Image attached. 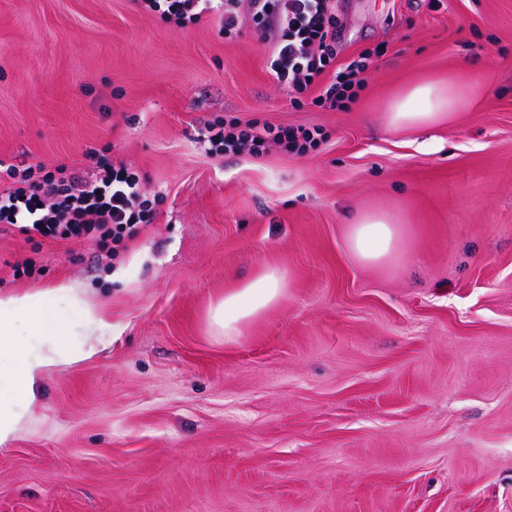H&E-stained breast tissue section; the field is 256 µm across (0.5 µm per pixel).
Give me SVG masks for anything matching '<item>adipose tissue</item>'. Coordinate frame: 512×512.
I'll use <instances>...</instances> for the list:
<instances>
[{
  "instance_id": "obj_1",
  "label": "adipose tissue",
  "mask_w": 512,
  "mask_h": 512,
  "mask_svg": "<svg viewBox=\"0 0 512 512\" xmlns=\"http://www.w3.org/2000/svg\"><path fill=\"white\" fill-rule=\"evenodd\" d=\"M467 98L455 85L424 83L408 89L388 108L396 128L435 124L445 114L465 107ZM398 224L381 213L362 216L350 225L347 246L360 260L377 263L396 252ZM286 279L275 269L225 292L209 311L212 325L225 337L264 314L284 296ZM82 289L63 283L37 294H0V446L10 442L30 417L35 389L45 374L91 358L112 338V324L100 309L85 302ZM81 306L79 322L64 315V305Z\"/></svg>"
}]
</instances>
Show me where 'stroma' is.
Wrapping results in <instances>:
<instances>
[{
	"mask_svg": "<svg viewBox=\"0 0 512 512\" xmlns=\"http://www.w3.org/2000/svg\"><path fill=\"white\" fill-rule=\"evenodd\" d=\"M346 112L271 80L263 34L139 0H0V159L86 149L162 192L112 254L0 230V293L83 288L112 342L48 374L0 447V512H512V0H338ZM427 81L469 107L389 128ZM318 128L301 155H212L205 122ZM400 226L364 263L350 224ZM43 266L26 278L14 267ZM266 267L286 291L233 339L208 311ZM399 235V224L385 214L370 213L350 225L347 246L360 261L377 263L396 253Z\"/></svg>",
	"mask_w": 512,
	"mask_h": 512,
	"instance_id": "obj_1",
	"label": "stroma"
}]
</instances>
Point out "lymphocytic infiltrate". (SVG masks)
<instances>
[{
	"instance_id": "f902f5d3",
	"label": "lymphocytic infiltrate",
	"mask_w": 512,
	"mask_h": 512,
	"mask_svg": "<svg viewBox=\"0 0 512 512\" xmlns=\"http://www.w3.org/2000/svg\"><path fill=\"white\" fill-rule=\"evenodd\" d=\"M166 22L184 27L219 13L225 37L237 34L242 21L267 34L272 44L266 68L278 88L294 101L312 94L315 106L345 111L364 83L367 55L337 66L340 20L335 0H140ZM215 154L257 155L269 144L284 153L315 147L314 131L269 123L246 125L213 121L205 126ZM79 169L37 164L20 169L0 160V224L28 238L83 239L100 248L135 238L153 223L156 202L146 196L142 178L131 165L111 162L103 152L85 154Z\"/></svg>"
}]
</instances>
